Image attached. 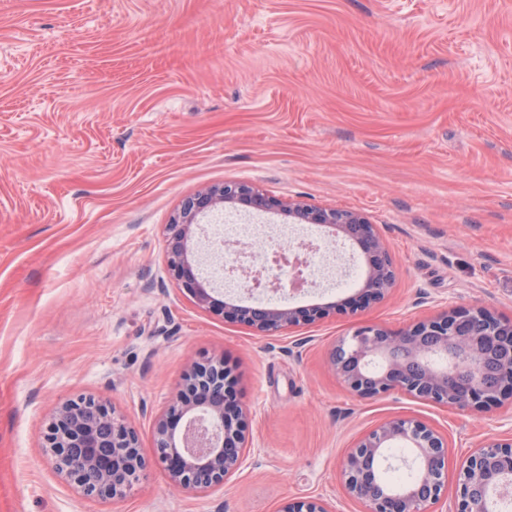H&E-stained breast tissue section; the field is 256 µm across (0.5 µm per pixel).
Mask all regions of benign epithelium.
Returning <instances> with one entry per match:
<instances>
[{
	"mask_svg": "<svg viewBox=\"0 0 512 512\" xmlns=\"http://www.w3.org/2000/svg\"><path fill=\"white\" fill-rule=\"evenodd\" d=\"M229 204L278 211L301 224L330 229L353 241L366 260L356 308L385 298L393 285L387 250L363 215L300 201L284 202L253 185L224 184L187 200L167 233V267L179 287L204 310L243 324L262 336H275L311 325L336 312V305L262 308L226 302L201 279L193 242L199 217ZM303 260L286 250L274 253L267 275L254 276L251 288L276 282L275 270L302 273ZM512 351V323L482 306L448 305L438 315L398 331L377 324L357 327L330 352L337 379L354 395L372 398L398 391L440 407L485 409L512 403V358L493 361L489 350ZM246 411L234 390V378L222 356L194 362L174 396L153 419L156 462L170 484L192 494L224 486L245 464L250 447ZM400 444L412 453L416 479L392 488L382 479L386 449ZM43 447L56 471L84 497L121 499L140 480L147 463L135 427L114 407L93 395L59 403L44 434ZM346 494L364 512H433L448 489V441L435 428L412 416L384 420L358 437L343 457ZM512 486V437H486L474 446L457 474L456 512H493L495 491ZM277 512H332L316 497L283 502Z\"/></svg>",
	"mask_w": 512,
	"mask_h": 512,
	"instance_id": "7a95c632",
	"label": "benign epithelium"
}]
</instances>
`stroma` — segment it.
<instances>
[{
  "mask_svg": "<svg viewBox=\"0 0 512 512\" xmlns=\"http://www.w3.org/2000/svg\"><path fill=\"white\" fill-rule=\"evenodd\" d=\"M238 182L361 213L389 296L277 337L198 308L165 227ZM449 304L512 320V0H0V512H363L342 457L396 416L447 437L456 480L479 440L512 434V406L361 399L329 364L355 327ZM215 354L254 462L178 492L152 417ZM80 394L140 435L149 466L123 499L83 497L42 448ZM277 512H332V510L320 498L299 497L283 502Z\"/></svg>",
  "mask_w": 512,
  "mask_h": 512,
  "instance_id": "1",
  "label": "stroma"
}]
</instances>
